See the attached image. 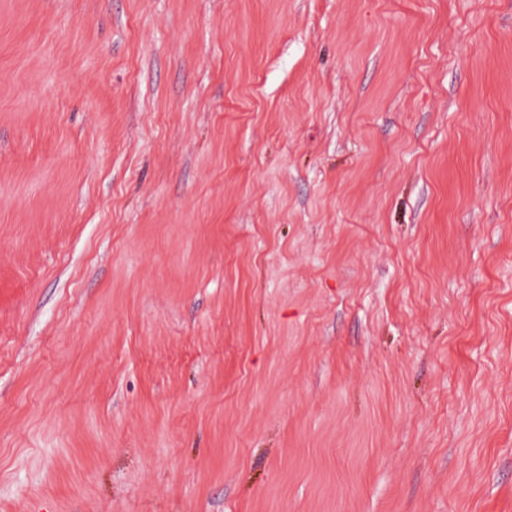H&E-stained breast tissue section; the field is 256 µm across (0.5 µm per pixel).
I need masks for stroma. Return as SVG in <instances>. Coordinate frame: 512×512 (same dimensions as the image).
Segmentation results:
<instances>
[{"label":"stroma","mask_w":512,"mask_h":512,"mask_svg":"<svg viewBox=\"0 0 512 512\" xmlns=\"http://www.w3.org/2000/svg\"><path fill=\"white\" fill-rule=\"evenodd\" d=\"M0 512H512V0H0Z\"/></svg>","instance_id":"35a3bbf8"}]
</instances>
